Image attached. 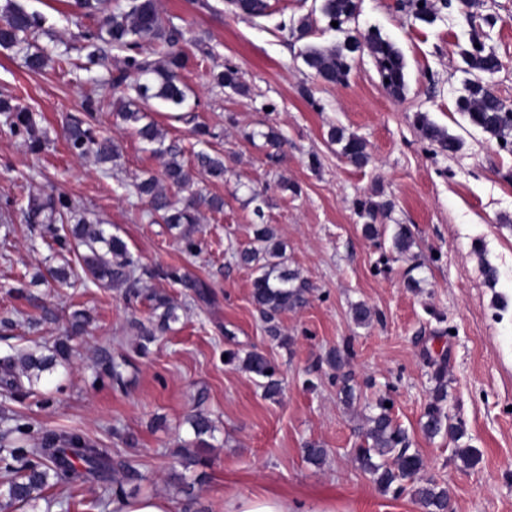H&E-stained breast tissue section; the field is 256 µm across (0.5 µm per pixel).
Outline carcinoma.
Listing matches in <instances>:
<instances>
[{
    "label": "carcinoma",
    "mask_w": 512,
    "mask_h": 512,
    "mask_svg": "<svg viewBox=\"0 0 512 512\" xmlns=\"http://www.w3.org/2000/svg\"><path fill=\"white\" fill-rule=\"evenodd\" d=\"M360 0H321L320 14L327 22L338 23L337 29L358 17ZM234 11L249 18L267 15V0H228ZM449 8L452 0H414V17L430 23L438 7ZM77 13L96 19V26L81 35V49L87 52L92 64L102 63L112 51L124 53L112 68L113 84L124 85L128 94L114 103L116 116L133 130L138 139L153 154L164 159L162 179L149 177L133 183L135 194L147 199L149 209L176 231L184 251L195 254L200 243L195 239L199 223L198 204L210 210L224 209V198L205 197L192 191L194 173L213 179H223L226 172L224 157L204 149L194 152V168L183 160V151L173 143H166V133L150 119L151 101H156L171 112L181 111L188 101L187 86L181 72L190 62L189 55L179 48L183 38L181 30L163 18L157 0H74ZM316 20L307 15L290 29L292 36L301 40L307 37ZM43 30V18L25 10L17 0H5L0 5V48L23 56L26 67L34 72L43 70L49 63H64L71 46L49 51L35 44L34 36ZM367 54L376 63L382 87L388 94L401 98L407 90L406 62L402 52L381 33L372 29L365 33L349 35L341 44L309 46L303 52V61L312 75L322 83L332 86L348 84L355 54ZM462 59L467 80L464 94L456 102L459 112L469 123L490 137L501 142V147L512 146V107L507 106L485 82V76L499 71L498 57L485 50L474 38L470 48L463 50ZM213 81L221 86L244 94L246 88L231 66L212 73ZM87 119L76 120L66 130V141L71 152L79 157L92 156L102 163L118 155L117 146L102 136L94 124V104L87 101ZM0 115L12 135L23 138L32 147L41 146L37 125L32 113L13 97L0 98ZM422 140L428 142L433 152H454L458 141L432 122L427 113L414 116ZM331 143L340 146L339 153L351 164L362 167L369 162L366 142L359 136L333 127L328 132ZM190 192L185 201L173 199L160 182ZM390 207L388 202L371 198L356 202V212L364 220L365 237L375 240L382 237L375 224L379 213ZM29 224L40 226L41 237L51 238L65 248L71 242L84 248L79 254L75 269L66 262L46 268L47 275L56 282L71 279L90 281L102 287H123L127 300L145 298L151 307L148 322L134 321L137 329V350L146 353L158 334L180 320L179 306L163 291L153 289L143 293L142 276L170 281L179 285L192 298L207 303L211 300L210 285L181 267L158 266L152 269L139 265L127 243L119 236L108 233L101 222L88 220L79 206L64 194H31L20 207ZM415 239L404 224L396 225L391 238L389 257L395 261H413ZM283 244L276 241L275 230L270 224L255 229L253 241L234 252L238 264L251 269L253 274L251 300L266 333L279 344L287 346L292 338L282 334L279 317L295 311L309 302L311 289L299 274L286 267L282 261ZM90 316L84 311L71 315L70 329L66 336L56 340L48 354L17 350L0 356V393L12 397L33 387L53 373L59 366L69 364L73 347L72 336L81 333ZM227 363L248 373L262 389L264 398L276 401L284 389V378L279 368L261 351L230 350ZM348 355L341 350H329L322 363L334 371L341 402L351 407L357 396L350 385V374L342 372ZM103 374L112 383L125 384L122 365L111 360L99 362ZM433 387L419 419V428L428 439L446 436L453 443V458L465 467H475L481 452L466 441L467 429L463 421H452L447 412L448 381L444 366H439L433 376ZM391 398L380 396L364 416L359 431L360 442L354 449V459L359 469L368 475L375 489L382 495L397 498L411 494L422 512H448V488L424 475L426 462L407 430L392 416V408L385 406ZM187 422L197 448L183 454L188 465H204L205 437L213 436L214 425L208 415L197 412ZM305 460L322 467L329 456V449L315 440L304 444ZM124 480L111 478L117 472L108 452L96 447L84 435L74 431H44L34 436L31 427L17 413L0 414V474L6 487L8 502L24 508L36 502L43 491L59 483L112 481V495L127 496L124 485L139 479L136 470L125 466Z\"/></svg>",
    "instance_id": "cac0c4a2"
}]
</instances>
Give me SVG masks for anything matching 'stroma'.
<instances>
[{"label": "stroma", "mask_w": 512, "mask_h": 512, "mask_svg": "<svg viewBox=\"0 0 512 512\" xmlns=\"http://www.w3.org/2000/svg\"><path fill=\"white\" fill-rule=\"evenodd\" d=\"M20 2L45 17L53 38L69 43L93 24L72 16L68 0ZM157 3L182 31L190 56L182 73L185 110L215 131L206 148L222 154L227 167L223 179L198 182L204 194L224 199L223 211L200 210L198 255H186L133 192L134 181L161 176L163 162L117 124L113 104L123 89L113 87L105 67H86L77 53L70 66L32 72L21 55L0 49V96L34 112L43 142L30 149L0 123V201L65 194L89 220L121 236L141 265L185 267L209 283L213 299L197 303L177 285L144 279L143 287L165 289L181 309L171 330L140 354L129 323L147 317V301L130 303L122 289L74 279L36 281L39 268L75 261L76 254L50 249L38 227L15 214L0 224V352L45 351L73 311H86L91 321L72 342L70 367L0 402V411L20 413L36 433L80 430L115 462L138 470L139 496L168 497L176 512L190 505L224 512L234 498L268 495L304 501L315 512H421L410 495H381L353 462L366 407L387 395L427 462V476L447 486L452 512H512V152L456 107L468 78L459 52L474 36L498 56L502 67L490 84L512 106V0H473L429 24L400 0H361L355 22L331 30L321 19L301 40L289 28L321 0H269L270 16L258 20L235 15L226 0ZM373 27L405 56L404 97L384 90L367 55L357 57L347 85L314 79L301 57L307 46ZM227 65L237 68L247 95L213 83L212 73ZM302 85L320 108L299 94ZM89 99L101 135L119 147L118 158L104 165L75 156L64 138L65 125L82 117ZM418 112L457 138L458 149L432 154L413 125ZM333 126L367 142L366 166L337 155L327 136ZM271 129L283 141L281 152L263 137ZM313 153L321 161L315 169L308 165ZM256 190L261 200H253ZM370 195L392 204L380 223L406 224L414 234L417 291L404 285L407 262L379 265L389 238L375 242L362 233L355 202ZM259 222L274 226L288 267L311 288L305 307L279 319L294 338L288 347L266 335L251 301L252 274L232 256ZM486 261L497 270L496 285L482 273ZM22 276L30 283L20 295L14 285ZM358 302L373 313L369 326L351 320ZM228 329L240 347L261 349L279 366V402L264 399L252 377L225 364ZM347 345L359 394L352 409L340 402L330 370L318 366L328 349ZM429 349L444 353L447 411L479 448L475 467L453 460L448 439H427L419 429L431 386ZM104 357L124 363L123 387L100 375ZM197 411L215 424L209 461L184 470L181 447L193 438L185 419ZM309 440L330 450L322 468L303 459ZM113 500L97 483L62 484L48 488L34 512H114Z\"/></svg>", "instance_id": "1"}]
</instances>
